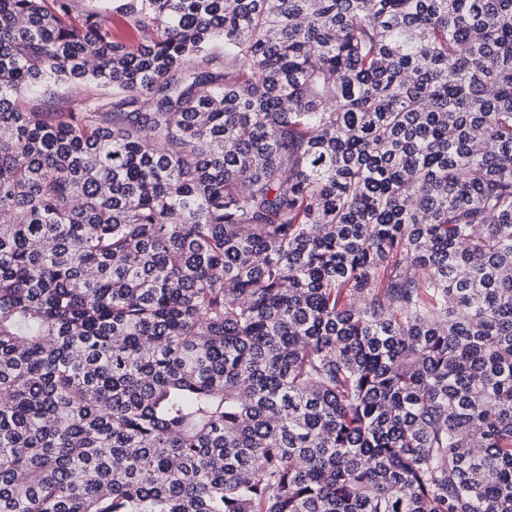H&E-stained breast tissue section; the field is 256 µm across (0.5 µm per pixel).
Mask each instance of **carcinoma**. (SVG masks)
Here are the masks:
<instances>
[{
  "label": "carcinoma",
  "instance_id": "obj_1",
  "mask_svg": "<svg viewBox=\"0 0 512 512\" xmlns=\"http://www.w3.org/2000/svg\"><path fill=\"white\" fill-rule=\"evenodd\" d=\"M0 512H512V0H0Z\"/></svg>",
  "mask_w": 512,
  "mask_h": 512
}]
</instances>
